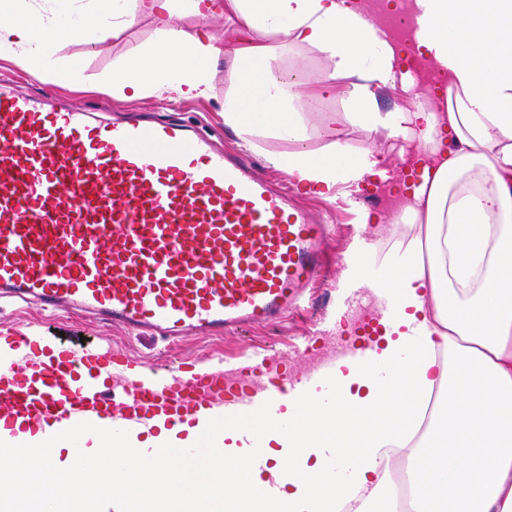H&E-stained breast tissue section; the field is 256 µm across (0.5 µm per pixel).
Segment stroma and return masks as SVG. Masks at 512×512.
Segmentation results:
<instances>
[{
    "label": "stroma",
    "mask_w": 512,
    "mask_h": 512,
    "mask_svg": "<svg viewBox=\"0 0 512 512\" xmlns=\"http://www.w3.org/2000/svg\"><path fill=\"white\" fill-rule=\"evenodd\" d=\"M184 25L191 30L205 27L224 44V57L211 75L209 94L204 98L184 100L167 94H151L126 101L98 91V84L111 74L113 68L132 60L152 43L155 23L149 17L136 18L131 25L120 28L108 42L96 46L63 41L59 47L60 57L79 62L75 84L44 83L6 59H0V79L10 80L37 97L47 91L53 92L59 106L94 117L109 118L116 114L175 117L198 126L218 146L248 152L263 175L292 186L301 205L313 217H326L332 225L326 245L328 255L336 261L332 276L311 297L305 314L288 317L267 329L231 333L220 338L190 336L170 345L156 336H137L121 326L82 319L64 311L40 312L33 305L8 297L0 299V336L17 331L32 336L59 335L70 347L93 344L107 350L113 360H136L146 371L161 364L176 367L184 362L194 366L208 363L234 379L249 375V364L259 352L280 372L297 377L316 366L317 361L306 345L308 341L319 339L325 326L335 325L339 319L344 302L356 286L350 265L365 243L375 237L384 241L399 236L403 228L392 223L394 209L390 204L365 206L366 197L380 193V182L365 181L359 191L330 200L305 189L296 177L276 166L274 160L302 146L311 152L323 153L337 140L355 148L370 147L383 153L393 169L391 184L398 193L407 188V176L402 166L404 151L385 131L367 130L347 121L343 88L331 92L321 89V78L328 65L326 57L314 49L298 45L276 46L273 65L283 74H299L306 84L308 96L298 102L296 108L307 125L308 139L301 146L288 139L270 138L260 148L249 149L224 123V98L230 89L229 74L235 65L232 23L223 18L200 21L189 16ZM365 208L379 217V235H372L369 225L360 223L359 214Z\"/></svg>",
    "instance_id": "35a3bbf8"
}]
</instances>
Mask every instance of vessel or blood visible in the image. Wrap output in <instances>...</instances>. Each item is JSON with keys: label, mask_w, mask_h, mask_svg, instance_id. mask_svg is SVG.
Returning <instances> with one entry per match:
<instances>
[{"label": "vessel or blood", "mask_w": 512, "mask_h": 512, "mask_svg": "<svg viewBox=\"0 0 512 512\" xmlns=\"http://www.w3.org/2000/svg\"><path fill=\"white\" fill-rule=\"evenodd\" d=\"M330 233L251 157L193 126L91 119L0 84V295L91 312L170 343L242 333L305 311L329 270ZM33 343L16 333L0 354V421L102 420L119 437L160 421H219L247 403L218 372L188 378L168 368L129 382L117 362L119 389L108 397L87 373L101 362L92 349L59 348L30 374L14 354ZM312 390L335 406L332 367L281 379L268 425L288 431L282 396Z\"/></svg>", "instance_id": "1"}]
</instances>
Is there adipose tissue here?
I'll return each mask as SVG.
<instances>
[{"label":"adipose tissue","instance_id":"obj_1","mask_svg":"<svg viewBox=\"0 0 512 512\" xmlns=\"http://www.w3.org/2000/svg\"><path fill=\"white\" fill-rule=\"evenodd\" d=\"M34 8L0 0V56L54 84L75 73L61 63L58 41L88 45L115 35V19L152 16L155 39L105 77V91L136 99L162 90L199 98L224 55L206 29L182 21L234 15L236 87L224 122L250 147L271 137L302 140L306 125L291 108L303 90L272 71L267 36L317 48L331 62L327 89L347 80L350 116L359 126L417 142L420 182L403 216L423 223V237L395 250L368 283L395 296L396 318H382L383 345L365 364L336 367L338 403L309 392L283 398L291 431L263 427L266 393L255 394L257 419L245 438L239 416H225L222 447L206 470L183 461L203 425L164 424L121 439L84 428L83 452L97 462L76 471L67 442L39 429L0 427V493L19 486L9 512H196L197 488H209L210 512H336L362 497L363 512H398L394 486L380 476L382 450L397 444L408 464L413 512H512V0H409L414 39L432 73L447 83L441 110L421 105L379 111V88L410 91L407 72L365 0H91L88 10ZM278 165L315 193L389 179L381 154L282 156ZM164 456L150 490H142L145 452ZM49 455L48 471L23 463ZM336 458L343 480L330 479Z\"/></svg>","mask_w":512,"mask_h":512}]
</instances>
